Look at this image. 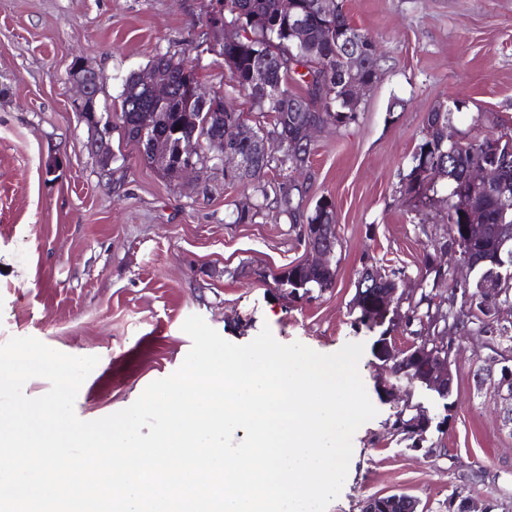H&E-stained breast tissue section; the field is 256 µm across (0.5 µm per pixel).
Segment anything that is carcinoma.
<instances>
[{
    "label": "carcinoma",
    "mask_w": 512,
    "mask_h": 512,
    "mask_svg": "<svg viewBox=\"0 0 512 512\" xmlns=\"http://www.w3.org/2000/svg\"><path fill=\"white\" fill-rule=\"evenodd\" d=\"M285 0H224V23L236 29L235 40L220 44L219 54L229 66L234 86L247 93L259 112V117L270 118L272 130L269 151L258 152L253 146L239 143L240 151L253 153L250 184L263 201L273 200L276 207L288 213L297 235L313 246L329 247L338 243L334 205L329 200L316 204L314 212L305 217L294 204L295 196L305 189L294 177L276 182L267 179L271 170L292 172L308 166L311 148L306 141L310 124L347 126L356 121L360 102L353 97L355 81L374 82L378 74V52L364 55L361 68L351 75L346 72L345 55L349 49L360 48L374 39L356 28L336 3V14L326 18L320 14L318 0H291L292 13L304 18L308 38L301 48L290 44L292 17L284 9ZM150 67L157 71L171 87L160 133L170 140V158L176 162L180 149L191 148L195 159L206 158V146L213 137L224 136L233 142V129L245 121L242 112L216 91L208 103L197 98L201 81L195 69L184 61L166 53H159ZM305 67L307 72L298 73ZM299 75L305 92L290 89L289 80ZM121 113L129 123V141H137L138 122L147 117L144 105L148 93L140 86L138 75L127 76L120 93ZM456 105L441 104L428 113L422 137L408 160V173L400 181L401 193L423 200L427 192L442 195L447 205L448 232L445 242H453L462 235V225L482 224L483 235L467 245L472 265L481 270L482 278L494 280L495 265L502 237H512V209L504 210L502 191L512 197V151L502 137L474 138L455 147L448 145V124ZM479 165L493 167L499 178L498 188L478 191L471 188L468 172ZM439 167L446 182L428 185V170ZM258 205H243L229 215L232 224H248L258 214ZM276 290L286 296L301 299L314 290L323 292L334 286L336 270L311 269L299 262L273 278ZM392 287L391 277L381 271L370 273L362 269L356 285L353 309L358 316L355 324L371 332H378L371 346L372 356L378 362L390 361L391 370L407 374L418 371V352L400 351V355L381 357L376 350L382 337L417 325H433L435 335L446 336L464 322L473 309L456 307L455 291H450L448 304L435 303L438 294L423 290L415 302L409 304L404 315H390L383 308L381 296ZM421 421L416 410L406 411L403 419L387 423L388 434L402 441H415L409 423Z\"/></svg>",
    "instance_id": "carcinoma-1"
}]
</instances>
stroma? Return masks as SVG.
Wrapping results in <instances>:
<instances>
[{
	"label": "stroma",
	"mask_w": 512,
	"mask_h": 512,
	"mask_svg": "<svg viewBox=\"0 0 512 512\" xmlns=\"http://www.w3.org/2000/svg\"><path fill=\"white\" fill-rule=\"evenodd\" d=\"M341 2L377 40L380 70L355 123L315 134L301 209L311 214L324 198L336 207V282L290 300L273 277L302 260L305 245L287 214L271 204L252 223H230L255 196L228 185L223 166L168 178L117 134L103 171L93 129L71 109L75 57L107 75L101 102L113 114L123 80L156 54L179 59L189 42L218 43L199 24L210 0H0V345L31 336L69 355L99 356L75 402L91 421L127 408L181 366L191 348L182 325L193 314L239 345L265 327L279 343L322 354L360 343L359 374L378 413L355 432L327 512H361L365 499L391 491L417 497L425 512H448L455 490L491 512H512V410L486 376L494 351L481 323L457 331L451 412L412 389V404L448 417L412 448L386 432L394 408L376 391L375 335L355 327L352 311L367 263L402 270L400 287L443 296L475 282L454 265L438 284L426 274V252L447 233L444 209L419 223L399 187L439 104L463 100L450 124L463 142L512 123V0ZM195 65L206 87L256 121L222 56L203 52Z\"/></svg>",
	"instance_id": "1"
}]
</instances>
